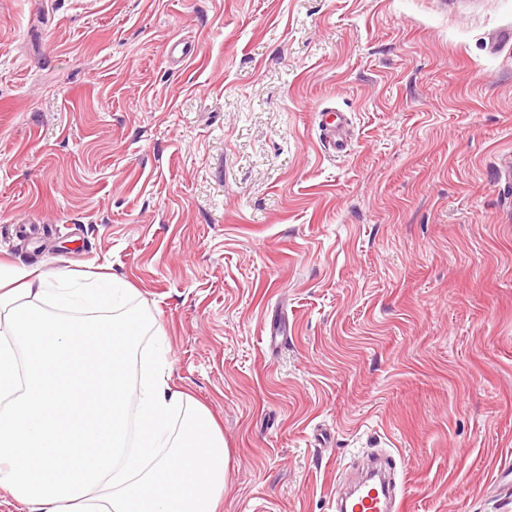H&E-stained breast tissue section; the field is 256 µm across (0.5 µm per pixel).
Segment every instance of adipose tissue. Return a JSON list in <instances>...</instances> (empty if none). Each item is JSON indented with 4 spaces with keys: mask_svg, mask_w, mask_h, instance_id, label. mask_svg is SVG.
<instances>
[{
    "mask_svg": "<svg viewBox=\"0 0 512 512\" xmlns=\"http://www.w3.org/2000/svg\"><path fill=\"white\" fill-rule=\"evenodd\" d=\"M132 293L0 265V487L26 512H220L224 436L172 388L165 333Z\"/></svg>",
    "mask_w": 512,
    "mask_h": 512,
    "instance_id": "1",
    "label": "adipose tissue"
}]
</instances>
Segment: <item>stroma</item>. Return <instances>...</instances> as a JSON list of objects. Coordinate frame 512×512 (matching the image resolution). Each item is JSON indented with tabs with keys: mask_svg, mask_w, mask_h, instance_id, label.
<instances>
[{
	"mask_svg": "<svg viewBox=\"0 0 512 512\" xmlns=\"http://www.w3.org/2000/svg\"><path fill=\"white\" fill-rule=\"evenodd\" d=\"M511 30L512 0H0V262L134 288L230 450L222 512H335L371 448L405 512H512ZM324 125V135L328 146L335 149L336 153L345 152L349 144L345 133V127L347 126L345 113L327 112Z\"/></svg>",
	"mask_w": 512,
	"mask_h": 512,
	"instance_id": "obj_1",
	"label": "stroma"
}]
</instances>
